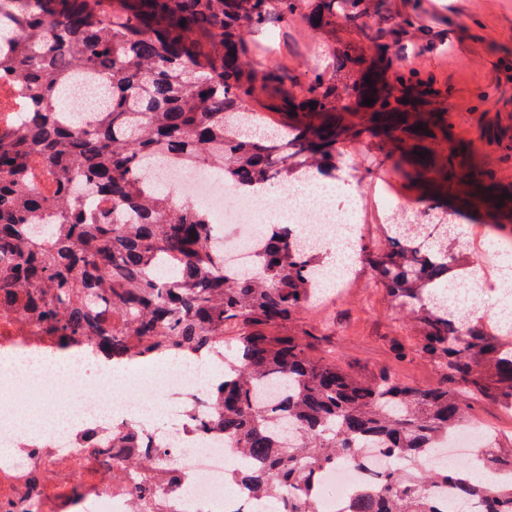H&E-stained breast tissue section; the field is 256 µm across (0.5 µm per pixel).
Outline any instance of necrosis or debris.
I'll return each mask as SVG.
<instances>
[{
	"mask_svg": "<svg viewBox=\"0 0 512 512\" xmlns=\"http://www.w3.org/2000/svg\"><path fill=\"white\" fill-rule=\"evenodd\" d=\"M151 179L161 184L174 199L206 207L214 223L224 228V268L232 272L251 266L260 252L264 225L275 217H287L298 232L315 240L334 241L354 237L366 242L363 214L370 199L354 196L349 206L335 200L334 188L321 187L319 180H296L280 187L275 196L244 194L211 172L180 169L154 171ZM83 364L51 369L22 370L17 360L0 354V502L19 501L17 512H132L133 496L97 488L79 499L61 496L47 499L24 495L31 471L59 469L67 484L85 482L86 470L73 467L83 458L87 468L111 469L112 463L98 456L96 448L84 447L89 424H99L98 445L112 441L116 426L142 429L148 444L166 447L184 477L181 488L165 489L161 498L168 512H181L184 495H191L195 512H266L267 502L245 488L228 490L224 476L230 469L244 466L239 449L212 431L195 427V417L187 405L202 397L205 386L192 365L165 366L149 371L125 369L115 372L94 364L92 381L82 376ZM27 378L34 390L32 405L59 393L71 396L74 418L63 434L47 436L26 433L18 425V410L10 396L20 378ZM164 414L172 421L180 438L165 441L161 433L146 427L148 417ZM482 436L473 425H464L449 434L430 457L431 463L456 465L459 460L475 461L474 448ZM363 461L345 464L325 472L322 479L329 512H344L355 491L369 483L374 473L386 465L385 457L374 448L362 451Z\"/></svg>",
	"mask_w": 512,
	"mask_h": 512,
	"instance_id": "necrosis-or-debris-1",
	"label": "necrosis or debris"
}]
</instances>
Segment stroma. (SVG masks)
<instances>
[{"instance_id":"1","label":"stroma","mask_w":512,"mask_h":512,"mask_svg":"<svg viewBox=\"0 0 512 512\" xmlns=\"http://www.w3.org/2000/svg\"><path fill=\"white\" fill-rule=\"evenodd\" d=\"M422 11L447 20L448 46L418 54L416 45L403 40L394 58L405 68H418L432 79L435 89L445 92L440 109L455 113L453 127L431 126L423 147L434 142L466 143L453 168L439 171L429 184H408L394 174L392 163L379 153H368L366 141L343 146L339 167L341 182L362 188H376L380 207L365 212L367 232H375L387 220L389 210L405 206L408 214L424 209L429 188L440 189L438 204L448 213L473 245L474 257H481L493 219L480 207L471 205L473 184L465 173L485 169L488 158H495L499 187L512 192V157L502 148L512 144V0H422ZM348 24L337 19L335 30L308 31L299 21L288 23V44L276 51L259 47L258 35L246 38L249 71L256 78L287 69L288 79L272 89L274 102H282L292 84L304 80L308 70L326 67L347 46L372 49L368 31L348 33ZM487 100H480L481 92ZM299 323L335 345L344 369L368 376L388 369L403 380L422 386L435 384L439 375L424 358L399 362L394 357L397 343L406 341L411 330L392 308L366 270L349 279L341 296H328L303 313Z\"/></svg>"}]
</instances>
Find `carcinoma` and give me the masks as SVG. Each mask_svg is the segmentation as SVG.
<instances>
[{
  "mask_svg": "<svg viewBox=\"0 0 512 512\" xmlns=\"http://www.w3.org/2000/svg\"><path fill=\"white\" fill-rule=\"evenodd\" d=\"M15 0L0 12V70L39 99L25 120L0 125V329L35 346L98 351L114 361L196 354L218 358L219 381L207 390V417L196 421L229 439L257 463L232 483L269 502V512H326L320 479L340 464L361 463L378 448L390 466L361 489L346 512H448L436 494L460 507L512 512V479H474L472 465H428V454L474 403L512 413V334L480 317L465 324L439 301L448 279L473 260L446 237L418 251L414 234L386 224L382 243L362 247V266L411 321L396 347L428 360L439 381L404 383L382 370L356 376L336 349L296 326L325 298L320 253L293 245V226L271 224L254 268L224 275V245L209 212L178 203L146 175L156 163L221 173L240 191H262L300 174L336 172L346 140L381 135L376 146L393 164L418 150L404 119L403 93H432L419 73L390 55L403 37L420 35L428 52L444 37L401 3L393 27H379V83L358 78L366 53H343L331 72L313 71L289 100L270 105L301 113L279 137L256 141L257 86L246 72L244 31L274 35L299 16L330 29L340 16L371 21V0ZM112 84L109 108L85 125L61 115L59 101L76 79ZM374 99L381 122L351 111V99ZM497 172L482 170L484 209L512 206L495 192ZM54 216L55 223L34 220ZM112 488L135 492L136 512H161L157 483L182 476L166 449L147 448L134 427L112 429ZM476 456L512 474V431L491 433Z\"/></svg>",
  "mask_w": 512,
  "mask_h": 512,
  "instance_id": "carcinoma-1",
  "label": "carcinoma"
}]
</instances>
